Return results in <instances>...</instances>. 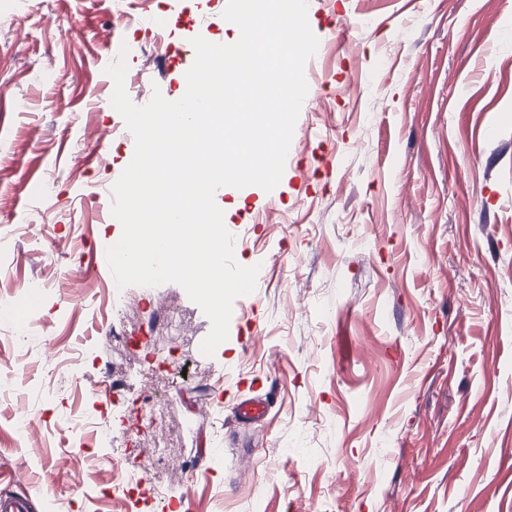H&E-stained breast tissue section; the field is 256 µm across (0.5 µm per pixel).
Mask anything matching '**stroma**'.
Masks as SVG:
<instances>
[{
  "label": "stroma",
  "instance_id": "1",
  "mask_svg": "<svg viewBox=\"0 0 512 512\" xmlns=\"http://www.w3.org/2000/svg\"><path fill=\"white\" fill-rule=\"evenodd\" d=\"M227 5L0 0V292L43 284L0 311V390L23 394L0 407V491L34 512H512V0H308L282 178L215 194L264 280L207 356L180 285L90 261L122 236L100 212L135 153L107 67L138 41L130 100L174 96ZM120 322L146 338L129 360L98 333ZM145 390L181 478L129 436ZM116 459L147 474L134 497Z\"/></svg>",
  "mask_w": 512,
  "mask_h": 512
}]
</instances>
